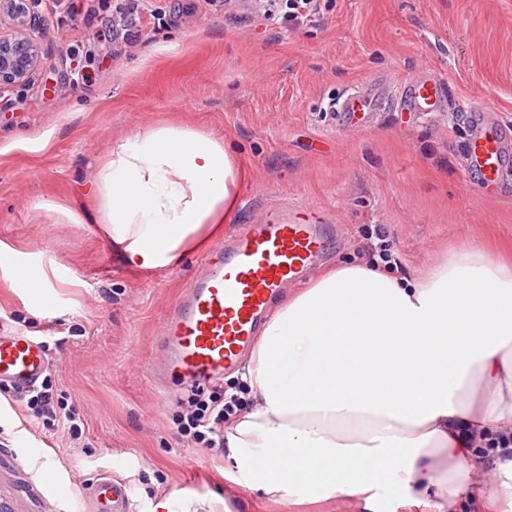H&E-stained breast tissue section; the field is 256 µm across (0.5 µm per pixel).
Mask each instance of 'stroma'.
Returning <instances> with one entry per match:
<instances>
[{
	"instance_id": "1",
	"label": "stroma",
	"mask_w": 512,
	"mask_h": 512,
	"mask_svg": "<svg viewBox=\"0 0 512 512\" xmlns=\"http://www.w3.org/2000/svg\"><path fill=\"white\" fill-rule=\"evenodd\" d=\"M114 0H42L41 74L0 93V328L47 341L55 396L76 406L73 441L31 422L0 383V495L15 512H93L100 477L125 478L135 512H353L295 508L230 482L231 464L177 437L178 397L151 370L164 316L204 250L142 270L98 225L68 223L118 141L173 124L223 135L237 158L238 202L225 236L271 206L330 217L316 266L371 262L386 237L405 277L468 241L512 250V180L473 193L459 116L387 109L367 130L336 127L331 98L374 75L435 74L457 107L489 105L512 128V0H321L293 29L224 0H147L125 46ZM44 269V285L18 276ZM56 306L44 310L42 291Z\"/></svg>"
}]
</instances>
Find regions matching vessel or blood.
I'll list each match as a JSON object with an SVG mask.
<instances>
[{
    "instance_id": "1",
    "label": "vessel or blood",
    "mask_w": 512,
    "mask_h": 512,
    "mask_svg": "<svg viewBox=\"0 0 512 512\" xmlns=\"http://www.w3.org/2000/svg\"><path fill=\"white\" fill-rule=\"evenodd\" d=\"M390 98L402 112L450 109L447 87L434 76H375L344 90L329 109L338 126L365 129ZM466 119L470 134L464 167L473 176L472 188L483 193L512 176V131L489 106L470 108ZM328 250L327 221L320 210L277 206L245 225L228 244L210 250L202 274L190 281L162 323L158 380L174 387L221 384L248 350L274 299ZM49 367L43 341L0 331V382L26 391ZM93 496L97 512H133L131 487L123 479H99Z\"/></svg>"
}]
</instances>
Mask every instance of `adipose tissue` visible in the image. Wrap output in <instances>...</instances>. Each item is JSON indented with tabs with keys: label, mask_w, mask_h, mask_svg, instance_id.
<instances>
[{
	"label": "adipose tissue",
	"mask_w": 512,
	"mask_h": 512,
	"mask_svg": "<svg viewBox=\"0 0 512 512\" xmlns=\"http://www.w3.org/2000/svg\"><path fill=\"white\" fill-rule=\"evenodd\" d=\"M235 188L222 136L160 126L113 145L87 214L126 264L155 270L221 229ZM241 378L230 479L268 500L512 507V256L470 244L412 280L338 265L274 311Z\"/></svg>",
	"instance_id": "ef3b65f1"
}]
</instances>
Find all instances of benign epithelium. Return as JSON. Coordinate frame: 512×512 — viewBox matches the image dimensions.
Segmentation results:
<instances>
[{
  "instance_id": "1",
  "label": "benign epithelium",
  "mask_w": 512,
  "mask_h": 512,
  "mask_svg": "<svg viewBox=\"0 0 512 512\" xmlns=\"http://www.w3.org/2000/svg\"><path fill=\"white\" fill-rule=\"evenodd\" d=\"M38 2L0 0V22L10 25L9 31H0V94L30 83L39 72L44 35L37 26Z\"/></svg>"
}]
</instances>
